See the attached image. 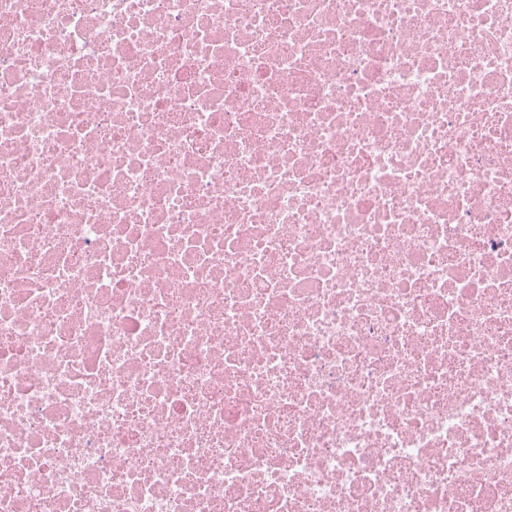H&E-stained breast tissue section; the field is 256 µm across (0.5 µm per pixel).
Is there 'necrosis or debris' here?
I'll return each mask as SVG.
<instances>
[{
  "instance_id": "4bbe7bcc",
  "label": "necrosis or debris",
  "mask_w": 512,
  "mask_h": 512,
  "mask_svg": "<svg viewBox=\"0 0 512 512\" xmlns=\"http://www.w3.org/2000/svg\"><path fill=\"white\" fill-rule=\"evenodd\" d=\"M0 512H512V0H0Z\"/></svg>"
}]
</instances>
